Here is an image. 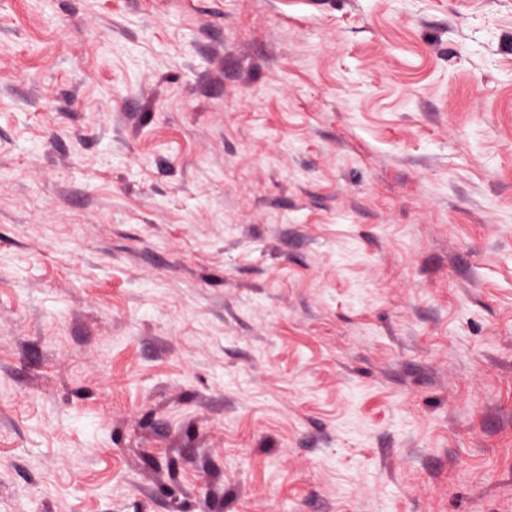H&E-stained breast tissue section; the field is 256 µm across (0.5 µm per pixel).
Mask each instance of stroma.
Here are the masks:
<instances>
[{"label": "stroma", "mask_w": 512, "mask_h": 512, "mask_svg": "<svg viewBox=\"0 0 512 512\" xmlns=\"http://www.w3.org/2000/svg\"><path fill=\"white\" fill-rule=\"evenodd\" d=\"M512 512V0H0V512Z\"/></svg>", "instance_id": "35a3bbf8"}]
</instances>
